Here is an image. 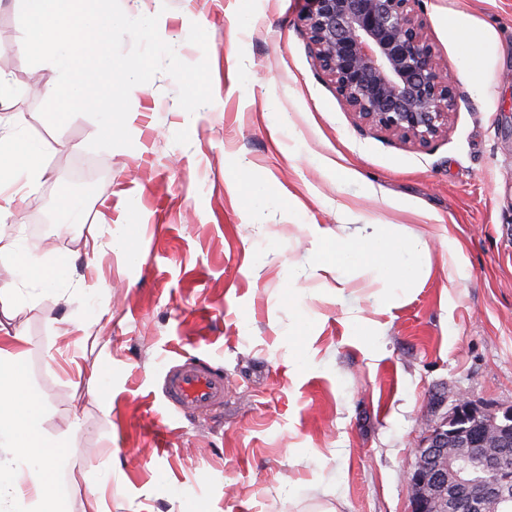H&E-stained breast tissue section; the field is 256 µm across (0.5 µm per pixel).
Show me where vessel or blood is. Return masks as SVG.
Segmentation results:
<instances>
[{"instance_id": "obj_1", "label": "vessel or blood", "mask_w": 512, "mask_h": 512, "mask_svg": "<svg viewBox=\"0 0 512 512\" xmlns=\"http://www.w3.org/2000/svg\"><path fill=\"white\" fill-rule=\"evenodd\" d=\"M159 391L167 408L180 416L211 413L224 404V369L204 358L183 357L166 365Z\"/></svg>"}]
</instances>
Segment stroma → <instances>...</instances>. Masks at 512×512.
<instances>
[{
    "label": "stroma",
    "mask_w": 512,
    "mask_h": 512,
    "mask_svg": "<svg viewBox=\"0 0 512 512\" xmlns=\"http://www.w3.org/2000/svg\"><path fill=\"white\" fill-rule=\"evenodd\" d=\"M21 0H0V75L22 129L44 148L48 174L0 223L49 262L74 258L12 321L31 340V384L46 429H82L59 449L82 512L85 472L107 512H297L314 486L339 512H409L405 476L427 423L459 396L512 407V0H418L440 63L457 54L441 16L465 10L492 24L502 57L486 75L489 99L457 88L448 131L428 146L361 124L319 68L300 21L303 0H144L160 36L187 63L208 57L213 101L185 114L177 84L158 73L132 89L128 147L93 151L84 114L53 129L19 44ZM207 50L190 44L192 24ZM305 144L286 154L292 138ZM279 199L264 223L245 205L252 185ZM84 221L61 231L62 205ZM402 224L430 245V273L398 303L378 307L369 271L343 297L328 274L305 278L306 227ZM102 249L93 266L85 238ZM455 239L467 266L444 248ZM132 240L135 252L121 249ZM312 309L301 371L286 330L288 286ZM382 325L368 342L353 316ZM62 319L65 336L54 333ZM209 355L224 367V405L172 415L158 391L164 365ZM104 372L91 399L79 376Z\"/></svg>",
    "instance_id": "35a3bbf8"
}]
</instances>
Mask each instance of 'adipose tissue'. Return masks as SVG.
Masks as SVG:
<instances>
[{"label": "adipose tissue", "mask_w": 512, "mask_h": 512, "mask_svg": "<svg viewBox=\"0 0 512 512\" xmlns=\"http://www.w3.org/2000/svg\"><path fill=\"white\" fill-rule=\"evenodd\" d=\"M441 22L462 60L458 77L470 84L478 101H485V74L501 53L496 29L463 11L448 12ZM44 173L42 147L22 131L19 121H0V221L11 216L16 200L8 184L30 187ZM309 232L312 272L333 274L341 291L348 282L347 270L366 264L381 286L378 300L385 306L400 300L430 270L427 241L394 224H357L336 234L313 224ZM0 265L8 270L7 277H0V512H56L67 494L59 478L65 461L55 451L68 447L79 426L71 424L55 435L46 432L45 412L30 389V340L7 325L19 308L32 302L33 291L45 288L51 278L32 263L28 246L19 239L0 246Z\"/></svg>", "instance_id": "obj_1"}]
</instances>
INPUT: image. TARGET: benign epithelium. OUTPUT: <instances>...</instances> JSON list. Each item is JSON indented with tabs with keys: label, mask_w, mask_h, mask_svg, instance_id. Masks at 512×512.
<instances>
[{
	"label": "benign epithelium",
	"mask_w": 512,
	"mask_h": 512,
	"mask_svg": "<svg viewBox=\"0 0 512 512\" xmlns=\"http://www.w3.org/2000/svg\"><path fill=\"white\" fill-rule=\"evenodd\" d=\"M415 0H305L319 68L359 120L421 146L448 131L453 72L439 63ZM406 478L410 512H512V408L459 397L425 427Z\"/></svg>",
	"instance_id": "benign-epithelium-1"
}]
</instances>
